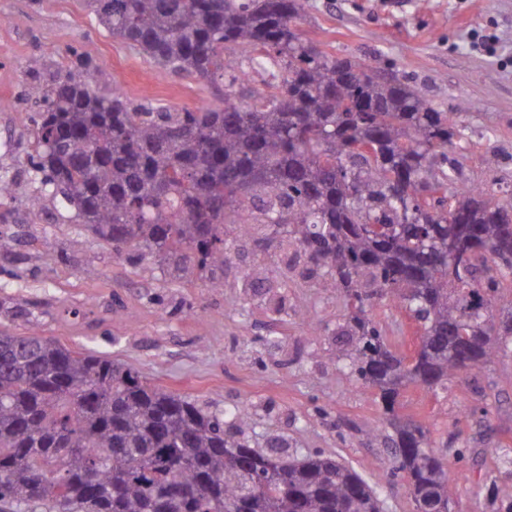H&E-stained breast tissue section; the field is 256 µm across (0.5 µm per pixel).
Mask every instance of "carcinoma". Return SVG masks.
<instances>
[{"label": "carcinoma", "instance_id": "carcinoma-1", "mask_svg": "<svg viewBox=\"0 0 512 512\" xmlns=\"http://www.w3.org/2000/svg\"><path fill=\"white\" fill-rule=\"evenodd\" d=\"M87 0L98 24L166 72L221 81L219 106L132 105L75 56L35 91L37 147L21 165L119 254L129 249L224 285L228 243L269 228V246L347 303L344 359L380 392L405 488L449 503L458 473L422 425L399 416L401 390H437L509 345L495 321L512 275V204L459 179V129L407 81L373 77L297 32L303 0ZM244 57L241 63L228 53ZM95 76L91 82L83 73ZM263 87L238 96L251 74ZM372 103L374 112L354 106ZM369 142V155L358 152ZM436 188L441 196H426ZM244 288L279 313L268 268ZM388 299L412 313L423 348L390 349L366 316ZM252 409L224 410L147 383L100 353L0 331V506L10 512H381L376 490L331 456L260 451L241 438Z\"/></svg>", "mask_w": 512, "mask_h": 512}]
</instances>
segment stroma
I'll return each mask as SVG.
<instances>
[{
    "label": "stroma",
    "instance_id": "1",
    "mask_svg": "<svg viewBox=\"0 0 512 512\" xmlns=\"http://www.w3.org/2000/svg\"><path fill=\"white\" fill-rule=\"evenodd\" d=\"M319 49L353 57L375 73L396 71L448 114L461 131L448 156L463 181L512 201V0H307L296 22ZM492 40L493 52L473 41ZM106 70L103 94L121 87L132 104L219 105V85L164 72L112 38L81 0H0V331L44 336L76 352L94 351L148 382L197 400L210 412L250 405L243 435L252 446L284 441L303 457L321 452L353 467L383 501V512H416L393 467L376 389L342 358L344 300L271 262L257 236L229 235L223 287L156 258L113 253L74 209L44 197L21 159L34 144L27 116L33 88L50 84L73 55ZM497 162L487 165L488 152ZM269 264L285 310L246 293L247 275ZM394 350L412 355L419 325L382 299L368 308ZM282 337L281 348L266 339ZM399 414L426 426L461 480L450 512H512V352L460 372L431 392L411 386Z\"/></svg>",
    "mask_w": 512,
    "mask_h": 512
}]
</instances>
